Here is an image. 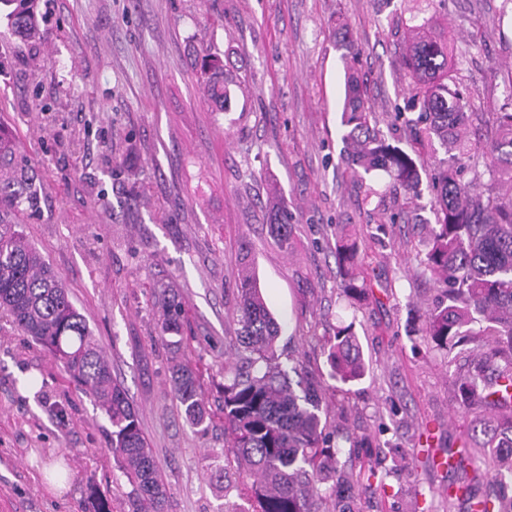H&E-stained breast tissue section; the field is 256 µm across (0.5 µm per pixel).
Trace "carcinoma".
<instances>
[{
	"label": "carcinoma",
	"instance_id": "carcinoma-1",
	"mask_svg": "<svg viewBox=\"0 0 512 512\" xmlns=\"http://www.w3.org/2000/svg\"><path fill=\"white\" fill-rule=\"evenodd\" d=\"M9 38L0 40V66L7 49L45 42L38 0H0ZM413 33L403 62L413 83L408 109L394 116L416 141L438 144L445 158L426 161L386 143L355 71L357 48L341 34L345 67L340 112L341 140L352 174L363 180L383 171L399 182L409 200L421 197V171L435 167L431 200L434 223L425 225L419 269L446 285L447 302L428 309L422 336L450 353L473 345L467 371L452 375L455 399L488 414L474 421L464 447L448 449V468L477 462L492 472L499 491H476L469 483L448 485V512L466 498L468 512H512V112L469 111V102L448 86V37L433 31V18L411 17ZM200 90L215 112L224 111V61L211 54L201 63ZM471 177L463 179L465 167ZM45 186L13 126L0 118V309L46 349L67 377L104 412L112 427V454L133 488V512H165L167 488L140 427L128 390L112 376V365L84 316L70 301L61 279L28 242L19 225L35 211ZM269 230L291 252L292 225L278 204ZM336 264L344 296L353 307L369 299L361 271L360 239L349 227L336 228ZM237 356L224 365V441L238 474L250 480L252 509L245 512H320L332 500L334 512H351L344 490L353 482L331 444L327 394L332 382L352 385L367 371L352 325L339 326L326 340L327 374L308 376L294 359L281 361L280 325L269 312L255 272L244 265L237 285ZM182 304L162 302L161 332H180ZM173 390L187 421L201 426L210 411L201 396L197 368L173 370Z\"/></svg>",
	"mask_w": 512,
	"mask_h": 512
}]
</instances>
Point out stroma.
<instances>
[{
  "instance_id": "obj_1",
  "label": "stroma",
  "mask_w": 512,
  "mask_h": 512,
  "mask_svg": "<svg viewBox=\"0 0 512 512\" xmlns=\"http://www.w3.org/2000/svg\"><path fill=\"white\" fill-rule=\"evenodd\" d=\"M413 0H39L46 45L13 49L0 71L4 117L46 187L32 245L61 278L139 411L168 488L165 512H246V489L223 494L224 349L236 336L235 270L254 262L282 326L277 350L313 374L337 326L354 324L366 377L336 401L350 433L339 461L377 475L354 490L356 512H444L440 492L483 466L433 468L429 449L459 447L481 416L453 398L449 378L467 356L440 351L419 331L444 287L415 260L424 230L391 223L405 191L389 177L352 175L341 159L339 113L346 27L371 109L404 107L401 58ZM446 24L449 84L475 112L512 101V0H434ZM220 53L229 96L211 111L199 63ZM276 193L295 248L274 243L264 204ZM355 228L372 291L353 310L333 252L336 227ZM185 309L181 334L161 333L162 290ZM201 373L210 421L191 426L173 396L175 361ZM112 427L53 357L0 317V512H132L131 487L111 452ZM412 458L398 466L399 456ZM62 469L56 495L45 471Z\"/></svg>"
}]
</instances>
